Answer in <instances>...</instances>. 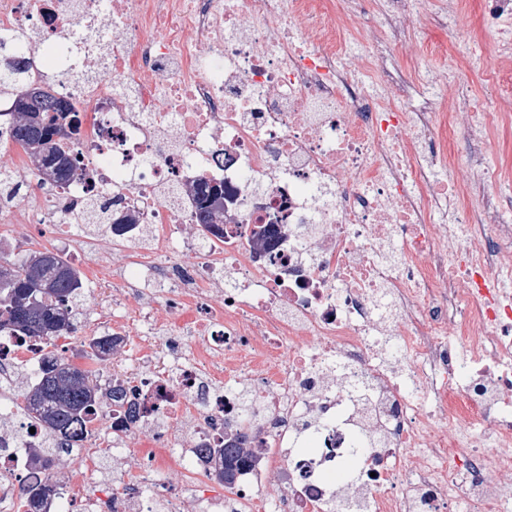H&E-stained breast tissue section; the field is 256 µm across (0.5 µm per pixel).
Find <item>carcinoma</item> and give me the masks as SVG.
Here are the masks:
<instances>
[{
    "mask_svg": "<svg viewBox=\"0 0 512 512\" xmlns=\"http://www.w3.org/2000/svg\"><path fill=\"white\" fill-rule=\"evenodd\" d=\"M19 39V35L0 34V68L17 93L14 139L28 150L38 169L63 181L75 174V168L62 141L77 131V124L72 122L66 127L60 123L71 111L67 104L25 88L22 70L9 60ZM197 194L201 196L199 226L204 231L220 230L224 223V192L200 185ZM0 270L8 274V279L0 280V335L18 334L47 341L77 330L83 288L77 272L60 256L50 250L33 252L13 263L0 262ZM88 348L105 360L115 353L110 336L91 340ZM24 400L25 410L67 444L84 440L101 406L97 378L54 354L41 359L38 375L25 390ZM202 452L214 460L219 476L228 484L253 462L251 450L236 440ZM57 456L54 448L32 449L31 465L44 471L45 481L26 490L30 512H44L56 494L53 471Z\"/></svg>",
    "mask_w": 512,
    "mask_h": 512,
    "instance_id": "1",
    "label": "carcinoma"
}]
</instances>
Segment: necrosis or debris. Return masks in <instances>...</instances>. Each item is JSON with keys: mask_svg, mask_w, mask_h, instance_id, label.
Instances as JSON below:
<instances>
[{"mask_svg": "<svg viewBox=\"0 0 512 512\" xmlns=\"http://www.w3.org/2000/svg\"><path fill=\"white\" fill-rule=\"evenodd\" d=\"M322 8L0 0V31L28 37L14 57L29 86L79 119L63 184L0 121L18 190L0 222L78 258L87 203L112 200L101 234L129 273L97 281L103 322L118 349L139 338L111 372L123 403L102 401L49 512H512V297L486 286H512V224L449 182L440 88L386 67L424 0H385L357 41ZM482 26L512 52V0H484ZM360 55L367 83L348 65ZM202 180L224 191V232L179 237ZM38 366L28 338L0 337V512H23L44 479L30 451L55 444L16 410ZM142 430L138 467L99 482ZM240 432L254 461L225 486L200 451ZM178 458L176 494L159 475Z\"/></svg>", "mask_w": 512, "mask_h": 512, "instance_id": "obj_1", "label": "necrosis or debris"}]
</instances>
